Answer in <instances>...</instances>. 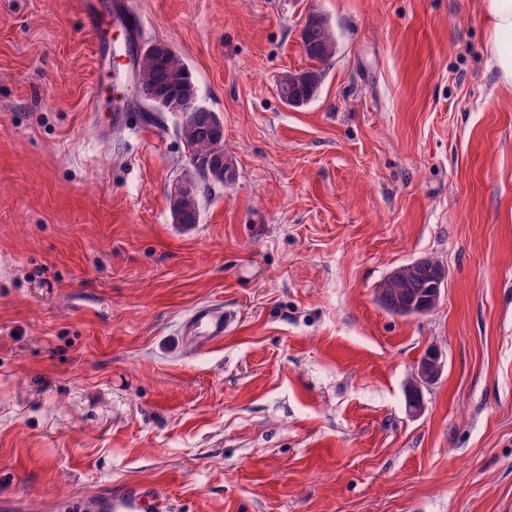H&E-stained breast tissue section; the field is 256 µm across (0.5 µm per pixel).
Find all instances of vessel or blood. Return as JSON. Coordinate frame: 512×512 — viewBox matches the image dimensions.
<instances>
[{
    "label": "vessel or blood",
    "instance_id": "vessel-or-blood-1",
    "mask_svg": "<svg viewBox=\"0 0 512 512\" xmlns=\"http://www.w3.org/2000/svg\"><path fill=\"white\" fill-rule=\"evenodd\" d=\"M76 6L84 15L92 36L99 68H114L117 57L104 32L105 21H112L125 34L141 31L140 17L133 11L128 0H114L111 16H104L98 0H76ZM193 324L202 328L206 337L222 339L230 325V316L210 307L198 308L192 316ZM66 512H174V505L168 496L157 487L136 484L118 490H102L90 498L71 502Z\"/></svg>",
    "mask_w": 512,
    "mask_h": 512
}]
</instances>
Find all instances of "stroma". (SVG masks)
I'll use <instances>...</instances> for the list:
<instances>
[{
	"mask_svg": "<svg viewBox=\"0 0 512 512\" xmlns=\"http://www.w3.org/2000/svg\"><path fill=\"white\" fill-rule=\"evenodd\" d=\"M187 63L234 181L200 223L171 115L133 107L73 0H0V500L156 484L178 512H512V87L478 0H132ZM318 96L277 84L310 65ZM448 269L399 317L400 265ZM223 340L186 329L201 306ZM447 360L404 388L427 349ZM301 39L305 54L312 62L310 67L288 74V84L281 88L280 98L291 107H302L312 101L324 80L326 66L336 55L337 40L333 28L322 14L313 13L307 18ZM416 262V266L414 263ZM398 273L393 274L396 270ZM394 270L377 291L379 302L391 314L398 306L410 301L427 300L437 303L445 292L448 283V269L432 257H425L403 264ZM439 286L441 288H435ZM193 326L202 328L205 336L212 340L224 338V331L230 325L231 316L210 307H200L192 315ZM432 349L425 352L418 366L425 359ZM445 369V359L441 353L434 352L432 359L420 365L419 375L416 383L407 389L406 409L412 415H419L424 410V402L421 394V387L436 382Z\"/></svg>",
	"mask_w": 512,
	"mask_h": 512,
	"instance_id": "1",
	"label": "stroma"
}]
</instances>
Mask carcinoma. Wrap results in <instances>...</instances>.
Segmentation results:
<instances>
[{
  "instance_id": "cac0c4a2",
  "label": "carcinoma",
  "mask_w": 512,
  "mask_h": 512,
  "mask_svg": "<svg viewBox=\"0 0 512 512\" xmlns=\"http://www.w3.org/2000/svg\"><path fill=\"white\" fill-rule=\"evenodd\" d=\"M301 39L310 67L288 74V84L281 88L280 98L291 107H302L312 101L324 80L326 66L336 55L337 40L333 28L322 14L313 13L307 18ZM138 100L150 104L156 112H170L172 101H177L180 114V133L190 151L195 168L210 165L216 156H223L224 181L236 176L230 159L224 156V126L222 121L213 124L196 123L183 117L185 109L198 106V87L182 57L176 53L160 54L144 49L135 71ZM216 186L203 176L198 181L193 195L178 203L172 219L177 224H198L201 220L202 198ZM448 269L432 257L416 260L398 267V273L390 274L377 291L379 302L390 313L398 306L410 301H423L430 296L432 288L446 287Z\"/></svg>"
}]
</instances>
